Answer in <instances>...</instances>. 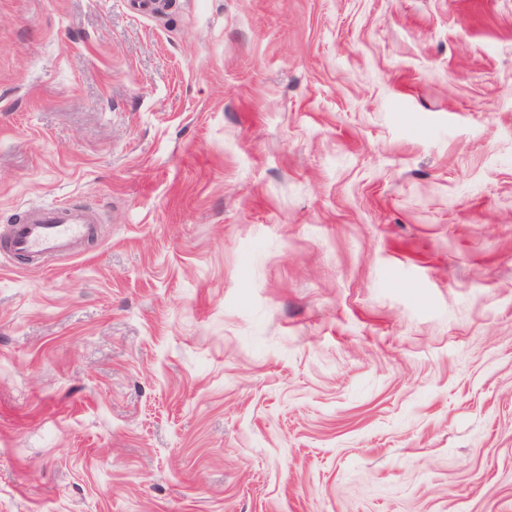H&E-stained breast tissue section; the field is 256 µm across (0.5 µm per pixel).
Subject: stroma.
Returning a JSON list of instances; mask_svg holds the SVG:
<instances>
[{
  "label": "stroma",
  "mask_w": 512,
  "mask_h": 512,
  "mask_svg": "<svg viewBox=\"0 0 512 512\" xmlns=\"http://www.w3.org/2000/svg\"><path fill=\"white\" fill-rule=\"evenodd\" d=\"M0 512H512V0H0ZM95 233V220L75 205H49L25 215L10 228L11 251L29 263L59 255L73 256Z\"/></svg>",
  "instance_id": "stroma-1"
}]
</instances>
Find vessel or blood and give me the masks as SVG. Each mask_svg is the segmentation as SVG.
Wrapping results in <instances>:
<instances>
[{"instance_id":"obj_1","label":"vessel or blood","mask_w":512,"mask_h":512,"mask_svg":"<svg viewBox=\"0 0 512 512\" xmlns=\"http://www.w3.org/2000/svg\"><path fill=\"white\" fill-rule=\"evenodd\" d=\"M95 233V221L75 205H49L26 214L10 228L9 246L18 256L37 262L59 255H75Z\"/></svg>"}]
</instances>
